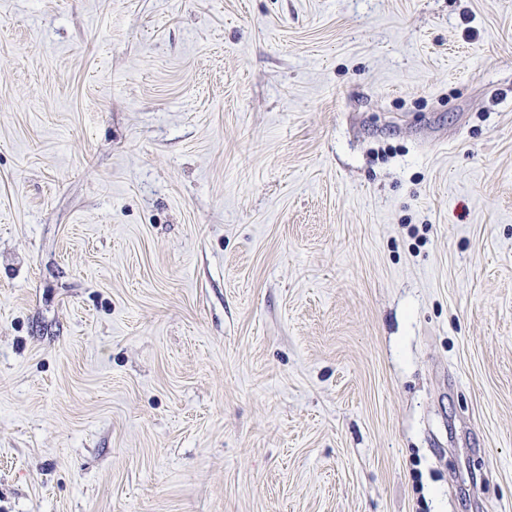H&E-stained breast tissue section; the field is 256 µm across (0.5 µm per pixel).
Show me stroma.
I'll use <instances>...</instances> for the list:
<instances>
[{
	"instance_id": "obj_1",
	"label": "stroma",
	"mask_w": 512,
	"mask_h": 512,
	"mask_svg": "<svg viewBox=\"0 0 512 512\" xmlns=\"http://www.w3.org/2000/svg\"><path fill=\"white\" fill-rule=\"evenodd\" d=\"M0 512H512V0H0Z\"/></svg>"
}]
</instances>
